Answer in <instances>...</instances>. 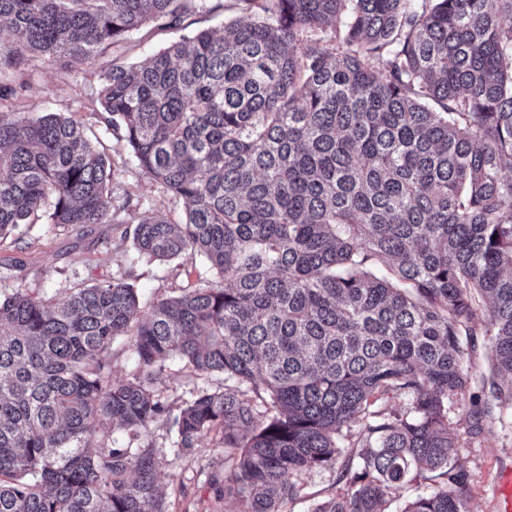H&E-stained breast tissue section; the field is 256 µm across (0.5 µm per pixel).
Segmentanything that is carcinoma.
I'll return each mask as SVG.
<instances>
[{"label": "carcinoma", "mask_w": 512, "mask_h": 512, "mask_svg": "<svg viewBox=\"0 0 512 512\" xmlns=\"http://www.w3.org/2000/svg\"><path fill=\"white\" fill-rule=\"evenodd\" d=\"M248 21L201 30L138 70L101 71L107 125L186 202L142 215L150 260L202 256L215 286L141 314L119 280L61 303L0 298V512H166L151 443L189 454L215 433L240 512H288L304 477L342 488L313 512H470L458 426L492 414L462 337L484 311L499 410L512 409V0H239ZM184 0H0V63L90 66ZM111 165L68 116L0 109V235L52 200L51 224H112ZM134 335H128L131 327ZM143 376L114 380L117 336ZM177 358L220 373L178 413L153 384Z\"/></svg>", "instance_id": "obj_1"}]
</instances>
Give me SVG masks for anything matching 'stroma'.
Here are the masks:
<instances>
[{"instance_id":"1","label":"stroma","mask_w":512,"mask_h":512,"mask_svg":"<svg viewBox=\"0 0 512 512\" xmlns=\"http://www.w3.org/2000/svg\"><path fill=\"white\" fill-rule=\"evenodd\" d=\"M238 0H189L180 27L148 23L124 43L103 50L95 64L76 68L58 61L28 58L9 71L13 96L0 108L40 116L58 112L79 122L90 137L98 139L114 164L112 196L130 200L129 211L118 223L94 224L81 230L38 220L20 225L0 239V295L15 290L46 295L60 301L71 288L118 279L137 291L143 312L158 302L180 294L198 279L210 278L202 259L147 261L138 258L131 239L140 214L152 213L173 223L185 218L186 203L151 181L136 164L123 160V143L107 127L99 105L100 73L112 63L126 66L145 63L180 36L203 29H219L242 18ZM457 459L472 476L471 512H504L512 487L503 486L502 473L512 472V413L485 419L481 432L459 427ZM159 461L158 482L167 512H238L232 498L216 497L208 482L224 473V450L211 439L192 454H178L173 431L155 424L148 437Z\"/></svg>"}]
</instances>
